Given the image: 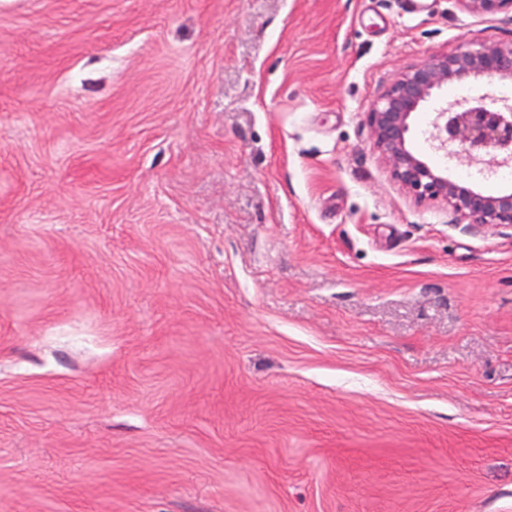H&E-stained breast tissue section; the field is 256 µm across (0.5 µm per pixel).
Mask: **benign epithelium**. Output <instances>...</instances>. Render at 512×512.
<instances>
[{"mask_svg":"<svg viewBox=\"0 0 512 512\" xmlns=\"http://www.w3.org/2000/svg\"><path fill=\"white\" fill-rule=\"evenodd\" d=\"M472 17L512 13V0H454ZM485 78L512 80V42L467 40L455 50L437 53L406 67L379 95L367 122L373 147L392 178L417 203H445L465 224L512 227V191L490 194L453 179L410 144L419 109L438 90ZM430 140L448 160H466L478 172L494 173L512 165V103L483 95L435 113Z\"/></svg>","mask_w":512,"mask_h":512,"instance_id":"benign-epithelium-1","label":"benign epithelium"}]
</instances>
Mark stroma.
Returning <instances> with one entry per match:
<instances>
[{
    "instance_id": "35a3bbf8",
    "label": "stroma",
    "mask_w": 512,
    "mask_h": 512,
    "mask_svg": "<svg viewBox=\"0 0 512 512\" xmlns=\"http://www.w3.org/2000/svg\"><path fill=\"white\" fill-rule=\"evenodd\" d=\"M454 0H0V512H512V228L367 114ZM512 82L454 84L432 112Z\"/></svg>"
}]
</instances>
